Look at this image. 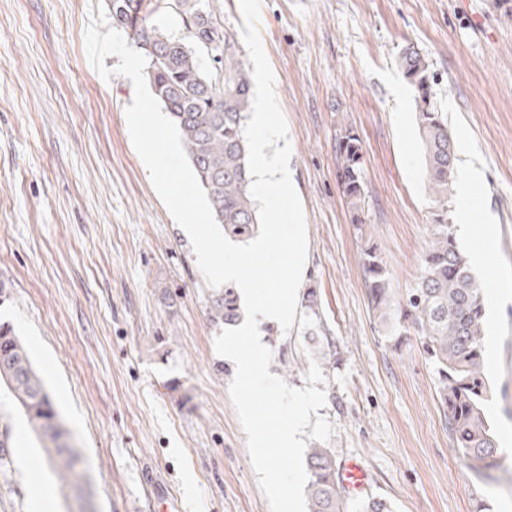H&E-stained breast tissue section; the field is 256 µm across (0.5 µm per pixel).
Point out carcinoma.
<instances>
[{"label":"carcinoma","instance_id":"obj_1","mask_svg":"<svg viewBox=\"0 0 512 512\" xmlns=\"http://www.w3.org/2000/svg\"><path fill=\"white\" fill-rule=\"evenodd\" d=\"M183 34L159 26L152 0H109L112 23L128 31L146 58V77L154 96L181 133L183 146L205 190L215 219L228 238L246 242L259 231L258 203L249 193L247 145L243 133L252 103L250 72L234 34L216 19L212 0H170ZM398 65L415 89L416 126L426 170L428 195L441 214L430 230L416 286L395 296L377 248L363 250L362 266L373 315L390 323L398 310L437 372L438 398L448 415L454 450L473 471L503 469L495 433L484 409L489 381L484 370L485 304L444 218L454 179V151L443 113L431 101L428 64L412 46ZM338 180L353 213L362 223L363 170L358 134L339 130ZM210 322L219 327L242 318L240 298L231 284L208 300ZM0 381L24 411L30 428L42 436L49 460L60 474L76 475L79 463L56 423L54 405L12 328L0 324ZM309 512H394L389 501L369 497L351 507L336 479V451L310 448L306 454Z\"/></svg>","mask_w":512,"mask_h":512}]
</instances>
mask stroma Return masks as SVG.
Listing matches in <instances>:
<instances>
[{"instance_id":"stroma-1","label":"stroma","mask_w":512,"mask_h":512,"mask_svg":"<svg viewBox=\"0 0 512 512\" xmlns=\"http://www.w3.org/2000/svg\"><path fill=\"white\" fill-rule=\"evenodd\" d=\"M99 0H0V287L10 323L37 368L80 459L61 482L0 385V512H33L46 489L57 512H269L218 355L211 294L186 233L136 153L122 76L103 81L85 32ZM275 74L304 209L308 256L290 332L259 324L271 374L296 388L319 342L337 463L367 473L365 493L395 512H512V480L462 467L437 378L402 317L377 321L362 251L375 246L396 294L415 287L438 212L425 187L404 46L425 58L452 140L482 162L455 180L472 223L495 246L479 283L502 290L486 309L495 339L485 412L512 435V0H261L256 23ZM361 140L364 202L354 223L338 184L336 136ZM179 382V393L170 385Z\"/></svg>"}]
</instances>
